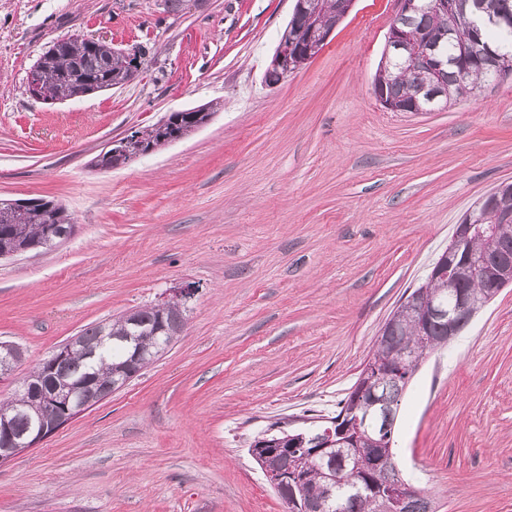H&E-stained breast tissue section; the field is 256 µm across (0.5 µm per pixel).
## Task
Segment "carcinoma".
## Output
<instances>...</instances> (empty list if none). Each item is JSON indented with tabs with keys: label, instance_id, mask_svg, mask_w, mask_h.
<instances>
[{
	"label": "carcinoma",
	"instance_id": "cac0c4a2",
	"mask_svg": "<svg viewBox=\"0 0 512 512\" xmlns=\"http://www.w3.org/2000/svg\"><path fill=\"white\" fill-rule=\"evenodd\" d=\"M446 2L447 7L436 12L427 7V0H419V10L400 21V27L411 38H427L436 45L447 59L446 66L434 74L420 60L393 57L377 71L374 93L398 109L405 110L416 101L424 108L430 107L422 89L433 82L448 89L451 103L512 76V71H491L487 54L490 46L512 56V27L496 25L499 17L512 16V0ZM337 7L338 0H311L293 28L299 40L315 39L322 28L332 27ZM147 55V47L141 44L125 55L113 52L107 43L76 35L49 46L35 66L40 71L44 98L63 101L127 84ZM213 114L211 105L170 112L132 135L137 137L140 154L146 155L171 140L188 137ZM478 210L481 232L470 235L460 256L482 259L496 253L512 255V193L491 195ZM73 229L70 214L53 200L0 199V253L45 248L49 242L55 244L68 237ZM486 288L488 281L480 275L460 279L450 287L429 274L411 294L418 295L421 306L429 307L440 300L451 304L461 292L480 294ZM184 323V303L168 301L164 307L144 306L110 322L88 326L81 331L80 339L99 347L96 356L75 351L55 375L72 383L89 380L97 393L110 386L124 363L129 348L120 338L136 330L143 336L142 348L154 352L156 345L178 336ZM389 336L399 350L418 352L423 358L448 345L440 320H424L414 312L402 313ZM420 365L421 362L404 360L398 354L387 356L383 363L385 377L368 387L360 378L355 381L331 418L336 440L343 441L332 456L314 455L316 446L307 443L288 455L270 449L255 458L261 468L288 475L276 493L288 505L289 512H302L306 504L320 512H380L388 486L402 481V477L399 469L381 462L379 449L395 443L399 406ZM2 408L13 413L12 431L16 436L26 433L46 413L40 401L27 400L22 392L1 401ZM327 473L336 475V488H331L325 478ZM405 509L430 512V500L412 487Z\"/></svg>",
	"mask_w": 512,
	"mask_h": 512
}]
</instances>
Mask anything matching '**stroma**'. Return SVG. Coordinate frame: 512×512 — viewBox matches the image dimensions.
Returning a JSON list of instances; mask_svg holds the SVG:
<instances>
[{"label":"stroma","instance_id":"obj_1","mask_svg":"<svg viewBox=\"0 0 512 512\" xmlns=\"http://www.w3.org/2000/svg\"><path fill=\"white\" fill-rule=\"evenodd\" d=\"M293 0H0V198L74 231L0 259V401L88 324L192 287L186 324L122 390L0 464V512H288L254 439L329 420L456 224L512 183V80L441 112L383 108L396 0H356L327 45L263 81ZM75 34L148 47L122 88L54 104L30 68ZM210 101L184 140L109 171L111 139ZM435 512H512V287L410 383L396 433Z\"/></svg>","mask_w":512,"mask_h":512}]
</instances>
